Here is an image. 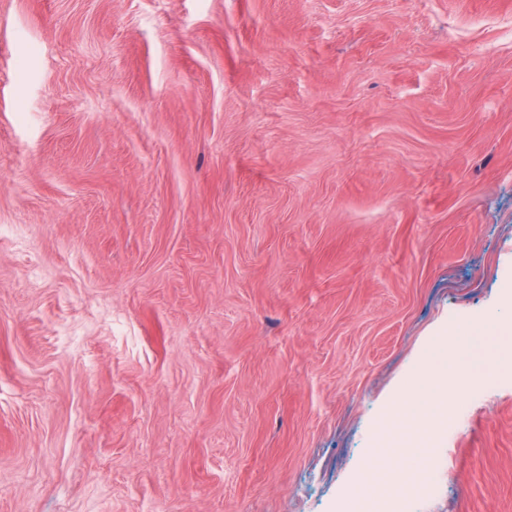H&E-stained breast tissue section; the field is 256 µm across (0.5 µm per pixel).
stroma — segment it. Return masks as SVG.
I'll list each match as a JSON object with an SVG mask.
<instances>
[{
    "instance_id": "stroma-1",
    "label": "stroma",
    "mask_w": 512,
    "mask_h": 512,
    "mask_svg": "<svg viewBox=\"0 0 512 512\" xmlns=\"http://www.w3.org/2000/svg\"><path fill=\"white\" fill-rule=\"evenodd\" d=\"M506 288L512 0H0V512H336ZM460 403L412 512H512Z\"/></svg>"
}]
</instances>
